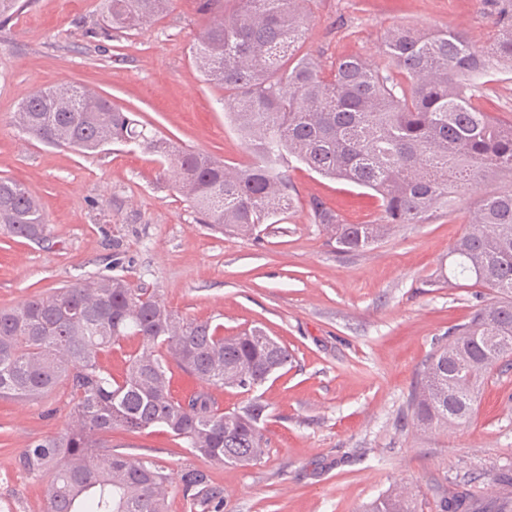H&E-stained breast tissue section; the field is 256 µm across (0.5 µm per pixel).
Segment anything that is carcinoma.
Instances as JSON below:
<instances>
[{
	"label": "carcinoma",
	"mask_w": 512,
	"mask_h": 512,
	"mask_svg": "<svg viewBox=\"0 0 512 512\" xmlns=\"http://www.w3.org/2000/svg\"><path fill=\"white\" fill-rule=\"evenodd\" d=\"M200 0L202 24L192 54L204 79L224 88V111L255 160L230 168L205 153L178 147L108 99L86 106L91 91L61 85L26 95L14 116L24 133L53 146L94 153L135 142L169 163L172 188L209 229L241 237L285 219L294 198L285 167L295 159L327 178L377 193L382 220L343 224L322 202L310 216L355 253L399 224H427L475 186L467 231L449 252L448 276L432 284L489 288L496 298L476 306L455 338L427 358L409 406L420 429L460 427L476 412L486 374L512 358V121L480 103L486 78L512 64V22L500 21L492 44L479 49L441 28L388 31L377 66L345 56L328 70L298 54L307 15L303 0ZM171 0H107L99 25L132 31L167 12ZM47 217L21 183L0 177V235L46 239ZM126 336L141 348L122 379L100 362ZM291 361L263 329L221 334L208 320L183 317L155 290L119 275L78 278L0 309V399L35 401L63 381L71 389L74 426L22 449V469L50 476L45 512H166L169 478L152 461L107 444L112 430L161 427L186 450L217 466L248 464L266 453L267 405L250 399L226 411L194 389L175 396L170 363L207 387L251 391ZM184 496L217 495L208 475L188 469ZM471 508L451 496L443 512ZM366 512H415L393 490Z\"/></svg>",
	"instance_id": "carcinoma-1"
}]
</instances>
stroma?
Masks as SVG:
<instances>
[{"mask_svg":"<svg viewBox=\"0 0 512 512\" xmlns=\"http://www.w3.org/2000/svg\"><path fill=\"white\" fill-rule=\"evenodd\" d=\"M105 0H29L0 26V176L41 202L48 236L0 240V308L80 276H125L156 289L179 315L222 325L233 336L255 326L292 361L247 394L213 396L231 410L267 406L269 453L245 465H211L162 428L112 433L118 451L154 462L169 477L168 512H363L401 488L417 512H441L455 492L512 512V364L489 372L464 428L421 431L407 401L423 364L486 288H437L448 252L467 228L472 203L428 224H404L359 253H340L310 219L319 200L346 224L380 220L379 197L296 165L295 207L255 237L211 232L177 194L154 156L115 143L96 154L45 145L13 124L23 97L80 84L135 113L180 146L245 164L253 156L224 114L221 87L204 81L191 56L199 0H173L143 29L104 34ZM507 0H305L301 53L330 68L356 55L377 62L396 27L452 26L477 47L498 29ZM70 389L37 401L0 400V512H42L48 480L23 470L18 454L72 425ZM204 471L219 498L183 496L180 477Z\"/></svg>","mask_w":512,"mask_h":512,"instance_id":"35a3bbf8","label":"stroma"}]
</instances>
